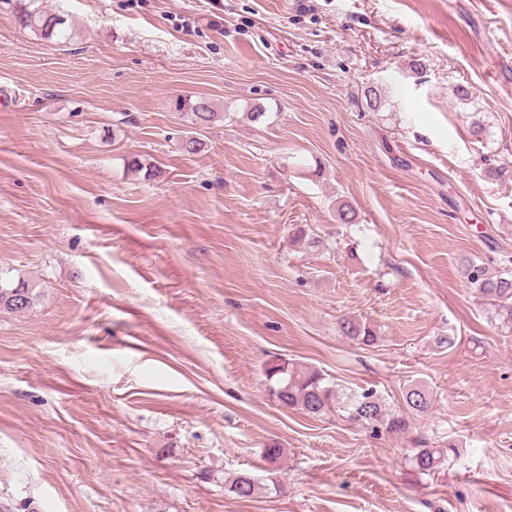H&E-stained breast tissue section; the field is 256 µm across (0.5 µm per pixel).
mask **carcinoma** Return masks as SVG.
Returning <instances> with one entry per match:
<instances>
[{
    "mask_svg": "<svg viewBox=\"0 0 512 512\" xmlns=\"http://www.w3.org/2000/svg\"><path fill=\"white\" fill-rule=\"evenodd\" d=\"M15 18L19 26L39 33L44 38L58 42L72 39V25L68 19L42 6V0H14ZM190 123L202 128L222 119L214 110L210 100L199 98L188 104L186 113ZM462 273L472 290L494 307L495 319L512 328V273L492 271L485 265L470 260L462 263ZM34 288L24 281L3 277L0 272V313H21L34 304ZM344 335L371 346L377 336L371 326L359 320H346L341 324ZM271 376L279 377L275 397L279 403L291 409H299L307 415L319 417L330 411L333 402L339 401L334 390L326 386L325 377L314 368L285 367L276 365L269 368ZM406 403L415 412L424 413L430 407L429 395L417 387L407 392ZM350 419L366 424H381L390 432L405 429V420L385 411L375 392L365 390L346 395L340 405ZM455 452V445L448 443L445 448H430L428 443L419 444L411 457L413 469L422 475H432L439 470ZM260 481L249 473L237 474L228 485V490L240 498H250L258 490Z\"/></svg>",
    "mask_w": 512,
    "mask_h": 512,
    "instance_id": "obj_1",
    "label": "carcinoma"
}]
</instances>
